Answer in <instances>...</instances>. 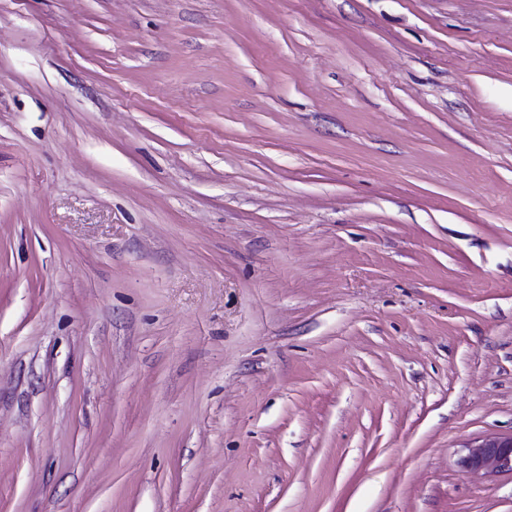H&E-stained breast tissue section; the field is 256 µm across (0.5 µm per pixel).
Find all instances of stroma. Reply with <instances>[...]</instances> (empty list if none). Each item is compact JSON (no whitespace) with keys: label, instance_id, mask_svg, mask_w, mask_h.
<instances>
[{"label":"stroma","instance_id":"stroma-1","mask_svg":"<svg viewBox=\"0 0 512 512\" xmlns=\"http://www.w3.org/2000/svg\"><path fill=\"white\" fill-rule=\"evenodd\" d=\"M512 0H0V512H512ZM460 465L467 473L474 475L503 471L512 473V434L490 436L467 446Z\"/></svg>","mask_w":512,"mask_h":512}]
</instances>
